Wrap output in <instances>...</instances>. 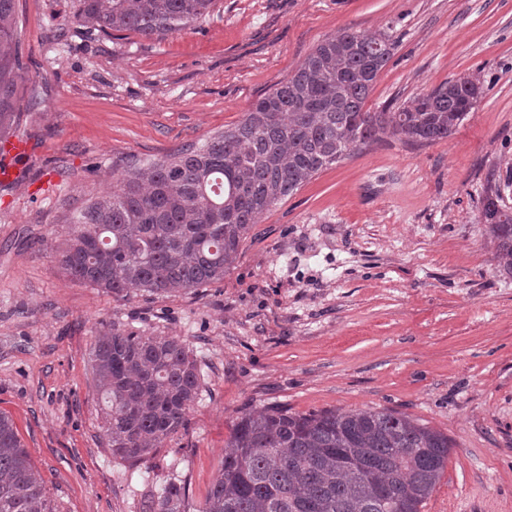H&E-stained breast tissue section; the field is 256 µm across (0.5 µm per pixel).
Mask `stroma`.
I'll use <instances>...</instances> for the list:
<instances>
[{"label": "stroma", "instance_id": "1", "mask_svg": "<svg viewBox=\"0 0 512 512\" xmlns=\"http://www.w3.org/2000/svg\"><path fill=\"white\" fill-rule=\"evenodd\" d=\"M27 155L0 183V414L53 512H141L167 479L200 512L234 419L278 406L394 409L454 446L422 512H512V277L480 220L512 208V0H216L162 39L87 32L76 0H17ZM388 33L371 112L462 77L485 97L445 140L385 139L266 211L223 281L120 299L54 258L73 211L149 162L239 123L325 37ZM177 336L201 393L150 463L113 459L99 332Z\"/></svg>", "mask_w": 512, "mask_h": 512}]
</instances>
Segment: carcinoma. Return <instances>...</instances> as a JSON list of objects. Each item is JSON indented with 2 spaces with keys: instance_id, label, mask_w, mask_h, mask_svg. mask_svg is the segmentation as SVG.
<instances>
[{
  "instance_id": "1",
  "label": "carcinoma",
  "mask_w": 512,
  "mask_h": 512,
  "mask_svg": "<svg viewBox=\"0 0 512 512\" xmlns=\"http://www.w3.org/2000/svg\"><path fill=\"white\" fill-rule=\"evenodd\" d=\"M16 0H0V140L15 134L22 63ZM216 0H77L99 33L162 37L202 22ZM387 34L346 29L323 39L288 81L234 127L171 158L112 173V191L88 200L55 259L72 280L117 297L175 295L224 280L262 214L315 175L385 137L449 138L483 98L476 79L446 82L380 112L366 99L393 55ZM481 221L498 272L512 277V209L485 187ZM112 457L149 461L185 428L200 371L175 336L106 330L92 350ZM448 435L388 408L243 411L200 512H421L448 465ZM171 478L142 512H187ZM0 512H52L11 420L0 414Z\"/></svg>"
}]
</instances>
